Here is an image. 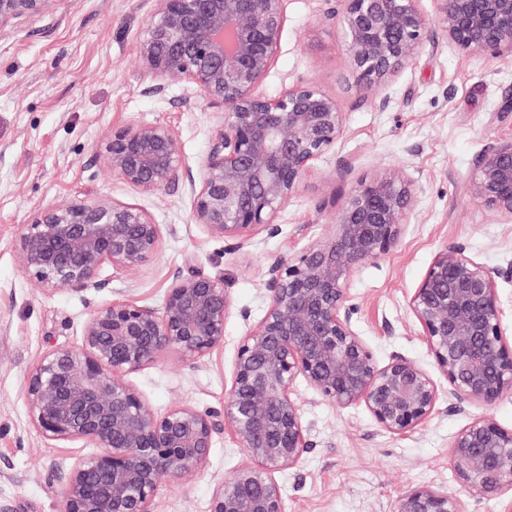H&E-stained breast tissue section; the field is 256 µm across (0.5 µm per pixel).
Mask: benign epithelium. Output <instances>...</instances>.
Wrapping results in <instances>:
<instances>
[{
    "mask_svg": "<svg viewBox=\"0 0 512 512\" xmlns=\"http://www.w3.org/2000/svg\"><path fill=\"white\" fill-rule=\"evenodd\" d=\"M58 0H0V33L50 15ZM284 0H149L137 43L149 78L144 93L162 97L173 83L201 96L215 134L198 176L182 158L174 130L162 123L112 129L99 150L125 185L155 194L190 186L195 226L248 252L255 232H279L281 207L311 162L336 147L344 113L336 98L298 81L270 98L260 87L286 23ZM324 17L341 23L359 93L388 105L382 91L419 57L438 25L448 42L475 55L512 56V0H325ZM469 192L512 221V140L482 154ZM422 187L389 175L360 183L338 213L331 235L267 261L264 315L240 340L231 383L218 408L190 403L157 412L128 376L172 353L191 365L224 343L232 300L224 279L177 275L161 307L137 298L96 306L78 346L45 351L27 377L29 418L53 442H83L91 452L63 458L59 512H154L167 478L205 467L216 437L231 429L255 461L212 495L210 512H286L274 477L314 447L298 399L304 381L322 400L364 405L393 435L417 430L442 395L491 406L512 394V340L501 326L496 278L461 246L441 250L408 298L440 387L427 369L394 352L380 364L355 329L349 287L370 260L388 254L405 232ZM164 227L142 208L71 200L44 207L22 225V268L47 290L103 288L101 267L135 273L158 252ZM457 477L477 501L512 493V428L490 416L454 436ZM393 512H464L447 491L418 487Z\"/></svg>",
    "mask_w": 512,
    "mask_h": 512,
    "instance_id": "benign-epithelium-1",
    "label": "benign epithelium"
}]
</instances>
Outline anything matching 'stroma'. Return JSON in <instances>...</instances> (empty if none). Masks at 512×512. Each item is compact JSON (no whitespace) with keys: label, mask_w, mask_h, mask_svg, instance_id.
Instances as JSON below:
<instances>
[{"label":"stroma","mask_w":512,"mask_h":512,"mask_svg":"<svg viewBox=\"0 0 512 512\" xmlns=\"http://www.w3.org/2000/svg\"><path fill=\"white\" fill-rule=\"evenodd\" d=\"M325 7L324 0H284L280 47L261 89L275 96L298 81L320 87L344 112V133L283 205L279 233L257 230L246 254L226 253L222 239L192 224L187 187L141 193L119 180L98 149L113 127L161 122L175 130L196 173L214 133L204 103L181 106L185 85H171L162 97L144 94L136 51L144 0H61L54 16L0 38V503L10 512H56L61 479L52 463L84 451L82 443L39 435L26 383L43 351L79 343L101 303L132 296L158 306L174 274L223 277L233 302L223 346L195 366L169 354L130 377L156 411L182 402L217 407L247 324L266 309L264 264L331 234L362 182L400 172L424 188L397 246L351 281L356 330L378 362L399 352L431 367L408 297L441 250L464 247L493 270L512 265V220L468 192L478 156L512 139V56L465 53L435 32L432 46L389 82L382 109L357 91L340 24L324 19ZM64 200L141 206L165 228L158 253L133 274L104 266L100 291L44 289L24 272L15 244L37 210ZM298 397L316 446L276 475L288 512H392L402 494L419 486L462 495L450 453L455 434L485 413L512 428L510 394L488 408L442 397L438 413L403 436L382 431L364 406L326 402L306 384ZM250 462L225 431L191 479L164 481L156 512H209L217 484Z\"/></svg>","instance_id":"35a3bbf8"}]
</instances>
